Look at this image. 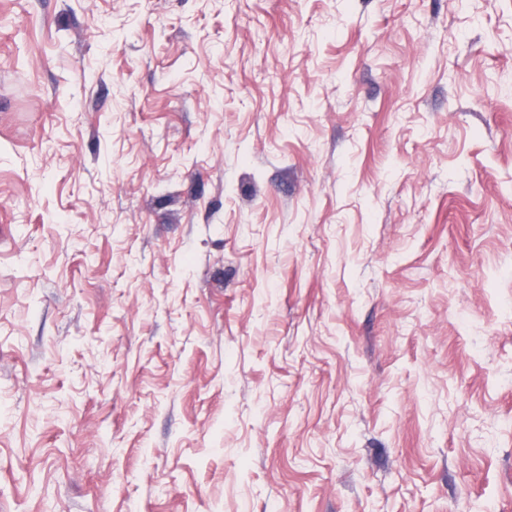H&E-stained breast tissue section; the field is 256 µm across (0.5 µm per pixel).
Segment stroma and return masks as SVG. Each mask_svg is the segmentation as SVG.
Returning a JSON list of instances; mask_svg holds the SVG:
<instances>
[{"instance_id":"35a3bbf8","label":"stroma","mask_w":512,"mask_h":512,"mask_svg":"<svg viewBox=\"0 0 512 512\" xmlns=\"http://www.w3.org/2000/svg\"><path fill=\"white\" fill-rule=\"evenodd\" d=\"M0 512H512V0H0Z\"/></svg>"}]
</instances>
